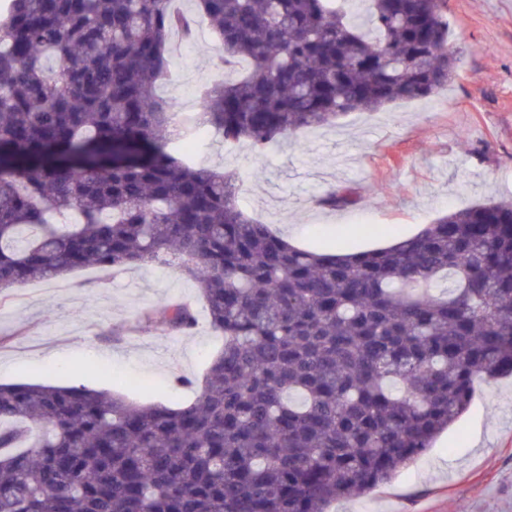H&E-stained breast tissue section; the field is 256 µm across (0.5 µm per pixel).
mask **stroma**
Masks as SVG:
<instances>
[{
	"label": "stroma",
	"instance_id": "obj_1",
	"mask_svg": "<svg viewBox=\"0 0 512 512\" xmlns=\"http://www.w3.org/2000/svg\"><path fill=\"white\" fill-rule=\"evenodd\" d=\"M448 31L462 62L446 91L353 112L255 157L209 135L203 165L237 173L240 207L307 249L364 250L411 235L439 214L512 200V0H448ZM209 28L174 55L160 92L190 112L217 74ZM345 186L354 203L322 199ZM191 303L186 335L136 329L159 302ZM222 339L176 261L123 270L80 269L0 293V383L86 384L147 403L194 400L172 378L202 380ZM331 512H512V377L476 380L463 416L425 455L383 486L337 501Z\"/></svg>",
	"mask_w": 512,
	"mask_h": 512
}]
</instances>
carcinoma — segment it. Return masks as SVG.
Listing matches in <instances>:
<instances>
[{
  "mask_svg": "<svg viewBox=\"0 0 512 512\" xmlns=\"http://www.w3.org/2000/svg\"><path fill=\"white\" fill-rule=\"evenodd\" d=\"M9 0L0 14V292L164 257L222 335L201 394L136 404L0 384V512H328L423 456L512 374V201L345 257L289 244L199 165L158 92L173 38L210 23L224 145L280 141L433 96L461 63L447 0ZM141 319L188 334L195 311Z\"/></svg>",
  "mask_w": 512,
  "mask_h": 512,
  "instance_id": "cac0c4a2",
  "label": "carcinoma"
}]
</instances>
